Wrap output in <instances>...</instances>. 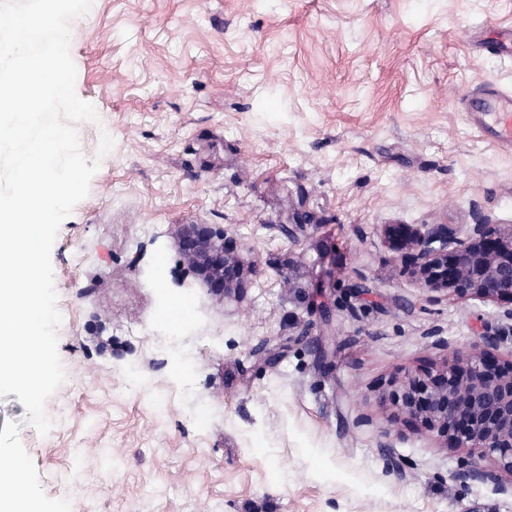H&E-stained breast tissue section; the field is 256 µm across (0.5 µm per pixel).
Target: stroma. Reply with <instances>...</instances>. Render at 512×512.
<instances>
[{
    "label": "stroma",
    "instance_id": "obj_1",
    "mask_svg": "<svg viewBox=\"0 0 512 512\" xmlns=\"http://www.w3.org/2000/svg\"><path fill=\"white\" fill-rule=\"evenodd\" d=\"M510 28L512 0H92L70 55L101 164L51 252L52 429L0 397L42 512H512L386 401L487 330L512 364V302L423 287L383 234L512 227V148L470 116L512 92ZM182 224L224 231L242 296L190 272Z\"/></svg>",
    "mask_w": 512,
    "mask_h": 512
}]
</instances>
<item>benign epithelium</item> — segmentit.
Returning <instances> with one entry per match:
<instances>
[{"instance_id":"benign-epithelium-1","label":"benign epithelium","mask_w":512,"mask_h":512,"mask_svg":"<svg viewBox=\"0 0 512 512\" xmlns=\"http://www.w3.org/2000/svg\"><path fill=\"white\" fill-rule=\"evenodd\" d=\"M383 232L424 287L512 302V231L481 222L464 239L448 224H387ZM178 235L195 275L224 294L242 288L245 263L225 246L224 234L182 224ZM500 342L501 336L487 332L472 352L444 344V368L425 380L407 377L389 401L450 446L468 449L457 473L461 481L504 490V479L512 480V368L503 369L491 354Z\"/></svg>"}]
</instances>
